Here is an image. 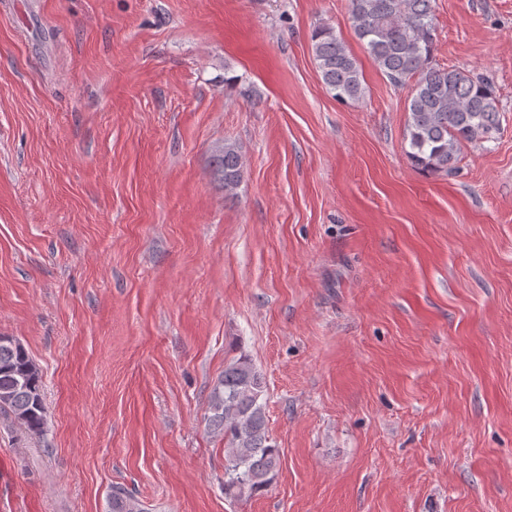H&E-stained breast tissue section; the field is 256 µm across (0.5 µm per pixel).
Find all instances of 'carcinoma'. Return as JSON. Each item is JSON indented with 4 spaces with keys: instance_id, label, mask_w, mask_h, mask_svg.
<instances>
[{
    "instance_id": "cac0c4a2",
    "label": "carcinoma",
    "mask_w": 512,
    "mask_h": 512,
    "mask_svg": "<svg viewBox=\"0 0 512 512\" xmlns=\"http://www.w3.org/2000/svg\"><path fill=\"white\" fill-rule=\"evenodd\" d=\"M357 38L373 63L396 87L410 88L405 112V153L427 174L450 175L467 144L496 139L500 112L494 84L486 77L433 64L432 0H349ZM311 47L325 90L336 100L365 95L356 58L327 24L315 26ZM215 174L224 190L243 177L235 143L216 148ZM262 373L243 355L225 365L211 391L209 422L224 433V494L248 498L267 487L280 465L270 440ZM0 413L40 435L46 424L42 374L23 345L0 343ZM112 512H144L134 494L119 485L110 492Z\"/></svg>"
}]
</instances>
